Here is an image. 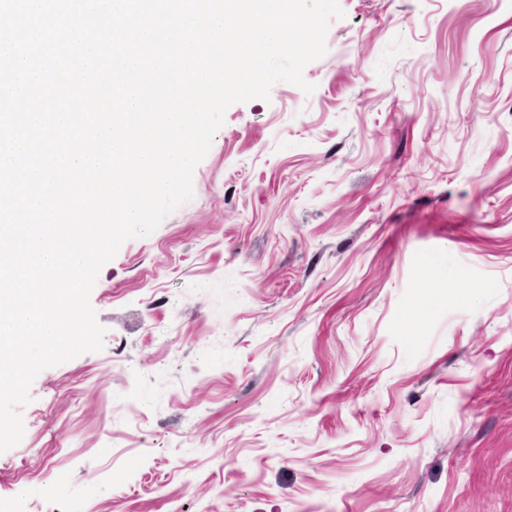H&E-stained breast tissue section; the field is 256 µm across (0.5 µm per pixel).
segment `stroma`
<instances>
[{"instance_id":"1","label":"stroma","mask_w":512,"mask_h":512,"mask_svg":"<svg viewBox=\"0 0 512 512\" xmlns=\"http://www.w3.org/2000/svg\"><path fill=\"white\" fill-rule=\"evenodd\" d=\"M126 241L0 512H512V0H339Z\"/></svg>"}]
</instances>
